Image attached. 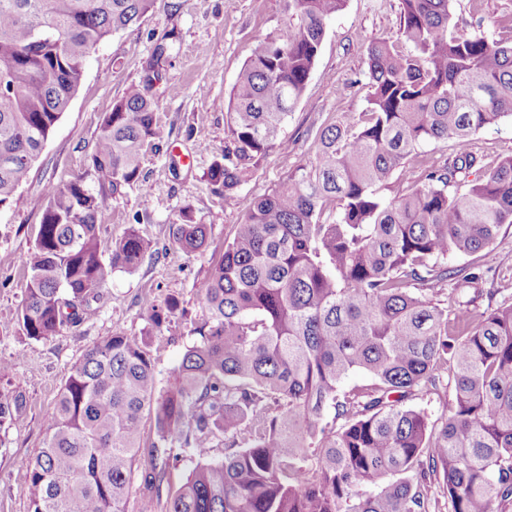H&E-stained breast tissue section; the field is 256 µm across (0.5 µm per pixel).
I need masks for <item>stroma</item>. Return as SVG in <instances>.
I'll list each match as a JSON object with an SVG mask.
<instances>
[{
	"label": "stroma",
	"instance_id": "obj_1",
	"mask_svg": "<svg viewBox=\"0 0 512 512\" xmlns=\"http://www.w3.org/2000/svg\"><path fill=\"white\" fill-rule=\"evenodd\" d=\"M510 15L512 0H453L458 34L479 30L510 40L512 28L501 23ZM287 22L283 0H157L154 10L92 53L71 106L28 181L0 209V360L12 365L9 375L0 378V392H20L27 400L20 418L0 424V512H27L24 465L42 446L71 368L94 343L116 330L149 335L158 382L167 385L185 346L195 340L192 329L202 319L200 293L233 225L242 222L254 198L314 156L321 129L366 111L367 48L380 38L399 39L400 0H348L328 23L304 95L283 126L288 150L270 151L234 199L224 200L207 176L228 141L224 104L242 66ZM170 33L176 36V49L151 89L157 118L169 137L159 151L144 157L150 193L128 188L107 197L99 219L103 242L132 226L150 252L137 269L113 271L77 327L46 340L27 338L19 322L28 276L22 259L35 242L45 188L85 175L105 115L141 83L155 45ZM470 150L479 170L512 155V120L479 131ZM187 206L208 226L207 246L195 254L179 249L170 232ZM447 264L480 274L484 294L472 303V311L512 302V226H503L489 248L470 257H449ZM146 295L161 305L171 298L179 302L160 332H151L141 310Z\"/></svg>",
	"mask_w": 512,
	"mask_h": 512
}]
</instances>
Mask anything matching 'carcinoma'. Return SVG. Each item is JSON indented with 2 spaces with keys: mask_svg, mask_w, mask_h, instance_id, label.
Returning <instances> with one entry per match:
<instances>
[{
  "mask_svg": "<svg viewBox=\"0 0 512 512\" xmlns=\"http://www.w3.org/2000/svg\"><path fill=\"white\" fill-rule=\"evenodd\" d=\"M347 0H285L288 25L245 63L226 106L229 142L208 179L234 198L280 137L305 91L326 23ZM156 0H0V209L28 178L77 92L89 57ZM452 0H401L406 54L370 44L368 111L323 128L310 164L254 199L233 225L202 290L200 340L158 387L149 336L115 330L93 344L60 388L43 446L25 466L28 512H127L142 420L156 440L140 472L154 506L170 463L193 466L166 512H509L512 508V304L471 312L448 302L477 288L449 271L512 225V155L467 180L472 137L512 119V43L452 32ZM453 140L456 161L413 182L418 148ZM166 140L146 82L101 124L87 174L50 184L20 310L26 336L80 323L112 271H131L148 244L132 227L101 259L104 191L146 192L141 163ZM464 184L461 192L449 187ZM332 220L322 219L326 205ZM174 243L201 251L207 225L185 207ZM141 306L159 328L179 303ZM369 383L345 391L352 373ZM439 421L412 401L440 386ZM25 397L0 393V424ZM333 413L332 420L326 413ZM224 441V457L212 448Z\"/></svg>",
  "mask_w": 512,
  "mask_h": 512,
  "instance_id": "1",
  "label": "carcinoma"
}]
</instances>
